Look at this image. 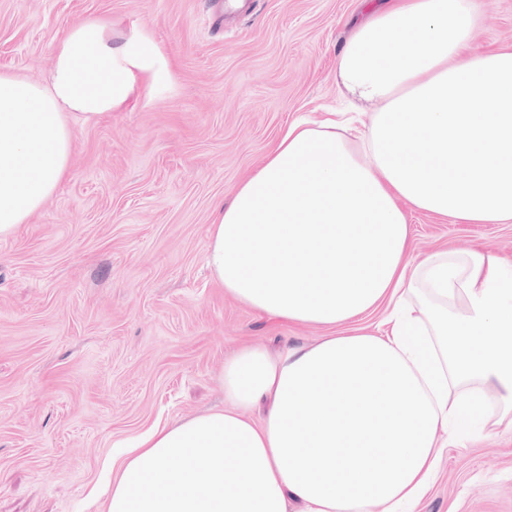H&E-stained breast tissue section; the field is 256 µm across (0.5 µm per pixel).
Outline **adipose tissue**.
<instances>
[{
    "instance_id": "adipose-tissue-1",
    "label": "adipose tissue",
    "mask_w": 512,
    "mask_h": 512,
    "mask_svg": "<svg viewBox=\"0 0 512 512\" xmlns=\"http://www.w3.org/2000/svg\"><path fill=\"white\" fill-rule=\"evenodd\" d=\"M473 0H395L361 24L336 78L377 102L365 132L295 122L216 209L207 263L226 293L295 323L363 328L224 366L231 409L141 434L105 462V512H415L444 444L512 414V263L473 249L410 264L406 208L512 223V51L472 55ZM151 35L89 19L46 83L0 73V236L70 169L73 121L168 82Z\"/></svg>"
}]
</instances>
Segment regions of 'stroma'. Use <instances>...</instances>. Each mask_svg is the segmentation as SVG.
Segmentation results:
<instances>
[{"label": "stroma", "mask_w": 512, "mask_h": 512, "mask_svg": "<svg viewBox=\"0 0 512 512\" xmlns=\"http://www.w3.org/2000/svg\"><path fill=\"white\" fill-rule=\"evenodd\" d=\"M474 3L470 52L512 48V0ZM380 5L253 0L214 27L210 0H0V72L46 81L56 41L91 18L147 29L171 71L127 110L76 122L66 178L0 237V512H101L112 451L224 408L239 349L328 335L226 294L209 228L290 123L346 106L337 58ZM408 223L410 262L471 248L512 261V223ZM417 512H512V425L449 442Z\"/></svg>", "instance_id": "1"}]
</instances>
